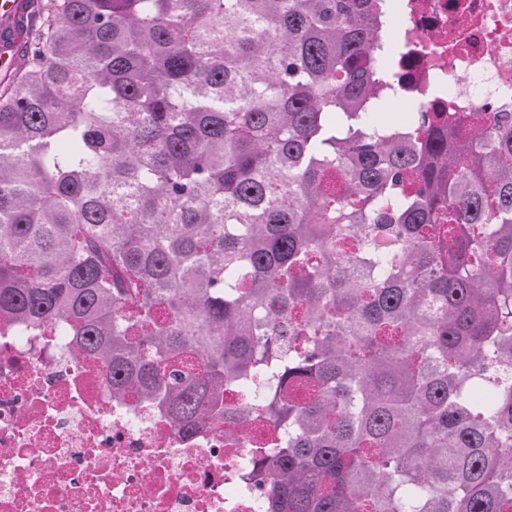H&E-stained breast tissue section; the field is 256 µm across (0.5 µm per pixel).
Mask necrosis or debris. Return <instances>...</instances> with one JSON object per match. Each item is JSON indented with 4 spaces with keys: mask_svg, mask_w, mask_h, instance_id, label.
Masks as SVG:
<instances>
[{
    "mask_svg": "<svg viewBox=\"0 0 512 512\" xmlns=\"http://www.w3.org/2000/svg\"><path fill=\"white\" fill-rule=\"evenodd\" d=\"M376 45L398 104L512 113V0H399ZM264 437L251 416L184 433L70 337L0 317V512H265Z\"/></svg>",
    "mask_w": 512,
    "mask_h": 512,
    "instance_id": "1",
    "label": "necrosis or debris"
}]
</instances>
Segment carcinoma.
I'll return each mask as SVG.
<instances>
[{
  "mask_svg": "<svg viewBox=\"0 0 512 512\" xmlns=\"http://www.w3.org/2000/svg\"><path fill=\"white\" fill-rule=\"evenodd\" d=\"M378 29L374 0H36L0 316L185 431L263 400L266 512H512V113L380 122Z\"/></svg>",
  "mask_w": 512,
  "mask_h": 512,
  "instance_id": "obj_1",
  "label": "carcinoma"
}]
</instances>
